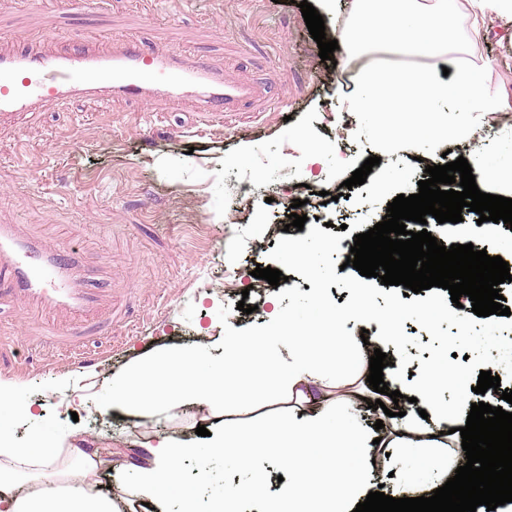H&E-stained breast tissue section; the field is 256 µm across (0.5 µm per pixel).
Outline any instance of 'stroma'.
<instances>
[{
  "label": "stroma",
  "instance_id": "stroma-1",
  "mask_svg": "<svg viewBox=\"0 0 512 512\" xmlns=\"http://www.w3.org/2000/svg\"><path fill=\"white\" fill-rule=\"evenodd\" d=\"M131 39L204 59L288 103L261 112L244 108L212 124L193 97L158 96L146 104L85 98L0 126V224L19 225L51 246H71L86 267L115 282L120 298L131 299L130 313L142 322L137 330L113 324L101 341L87 344L91 363L84 366L67 363L44 339L46 323L64 327L67 313L31 319L21 296L0 310V378L17 382L41 406L36 418L16 426L15 442L39 426L82 429L100 450L102 490L119 488L138 462L134 440L191 438L208 418L193 409L167 418L120 416L99 400L113 376L155 346L261 327L272 292L287 311L306 307L317 290L329 303L346 301L355 273L325 242L350 241L377 222L396 193L425 179L426 166L444 162L443 150L426 141L413 147L400 140L382 150L372 124L339 111L340 96L355 90L356 66L340 61L325 72L293 0H97L91 7L78 0H0V53H49L69 41L107 49ZM511 137L512 122L447 149L455 158L478 154L502 166ZM307 140L316 153L304 148ZM242 141L250 144L248 154L237 151ZM374 155L379 166L341 197L342 182ZM244 184L249 193H240ZM306 184L334 196L327 202L312 194L303 208L301 235L322 268L317 278L286 260L283 205ZM259 265L280 270L283 282L274 288L253 277ZM244 298L256 306L248 317L237 310ZM374 299L380 309L397 302L410 309L396 333L398 362L412 374L440 357L474 381L495 350L512 345V315L472 318L464 332L445 320H422L419 312L429 304L450 305L448 290L409 294L401 285L378 284ZM84 374L93 382L84 400L55 390L57 378ZM183 474L199 483L203 508L215 489L245 480L231 466L196 459L184 462Z\"/></svg>",
  "mask_w": 512,
  "mask_h": 512
}]
</instances>
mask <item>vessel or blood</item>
<instances>
[{"label":"vessel or blood","instance_id":"obj_1","mask_svg":"<svg viewBox=\"0 0 512 512\" xmlns=\"http://www.w3.org/2000/svg\"><path fill=\"white\" fill-rule=\"evenodd\" d=\"M197 88L207 117L217 122L242 106L259 109L269 101L260 88L216 74L204 62L158 49L147 52L137 41L109 52L76 42L48 55H0V118L88 94L139 103L162 95L175 102ZM15 293L37 310L69 314L67 326L50 329L48 338L65 353L91 337L97 325L124 313L117 304L103 310V280L82 269L70 252L51 249L16 225L0 224V301Z\"/></svg>","mask_w":512,"mask_h":512}]
</instances>
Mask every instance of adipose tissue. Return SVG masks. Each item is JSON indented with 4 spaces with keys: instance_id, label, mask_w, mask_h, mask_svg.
<instances>
[{
    "instance_id": "adipose-tissue-1",
    "label": "adipose tissue",
    "mask_w": 512,
    "mask_h": 512,
    "mask_svg": "<svg viewBox=\"0 0 512 512\" xmlns=\"http://www.w3.org/2000/svg\"><path fill=\"white\" fill-rule=\"evenodd\" d=\"M512 46V0H350L336 39L345 57L360 60L358 92L347 111L373 119L392 139L426 140L434 145L457 136L481 137L512 111V93L491 86V58L479 55L491 37ZM424 52L422 61L394 65L366 61L367 53ZM453 71L441 77L445 54ZM347 305H328L323 294L309 298L312 316L285 312L270 297L264 328L239 329L223 338V355L210 344L173 345L135 357L112 379L104 404L135 417L174 407L209 409L220 416L210 437L143 442L146 464L135 466L124 495L147 499L153 512H169L178 495L180 512H200L197 489L182 474L184 460L222 458L248 473L245 486L216 491L207 512H241L251 499L255 512H354L377 491V473L410 458L422 460L403 471L406 481L421 471L457 469L446 446H460L462 409L473 391L458 401L441 392L457 374L447 361H431L410 386L401 387L400 415L384 417L374 429L355 405L329 402V391L348 387L360 395L375 347L394 341L400 310L373 306L367 281L352 280ZM261 404L262 429L225 415ZM33 404L16 382L0 379V512H119L112 496L91 484L100 461L78 432L44 427L26 446H17L13 427L33 417ZM261 457L283 461L281 483L269 486L253 464ZM32 475L38 489L19 495L20 478Z\"/></svg>"
}]
</instances>
